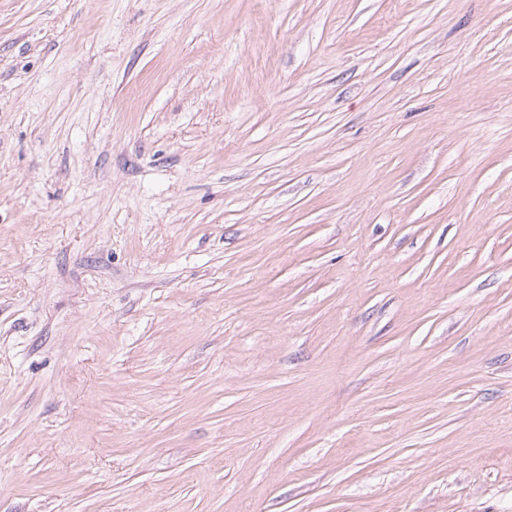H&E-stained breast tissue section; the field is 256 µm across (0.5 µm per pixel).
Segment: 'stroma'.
I'll return each mask as SVG.
<instances>
[{
  "instance_id": "35a3bbf8",
  "label": "stroma",
  "mask_w": 512,
  "mask_h": 512,
  "mask_svg": "<svg viewBox=\"0 0 512 512\" xmlns=\"http://www.w3.org/2000/svg\"><path fill=\"white\" fill-rule=\"evenodd\" d=\"M0 512H512V0H0Z\"/></svg>"
}]
</instances>
